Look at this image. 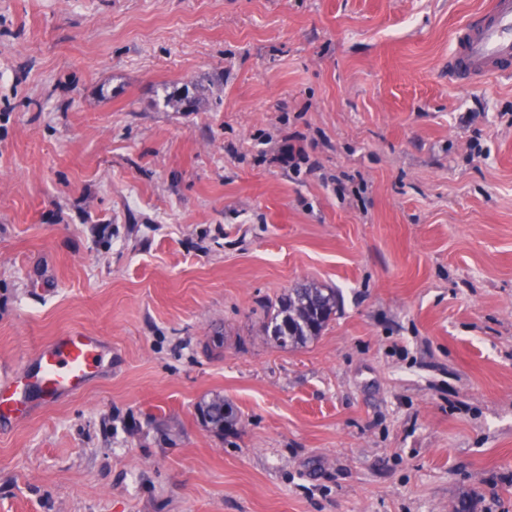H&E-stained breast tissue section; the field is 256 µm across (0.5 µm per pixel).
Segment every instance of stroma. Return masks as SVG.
<instances>
[{
	"mask_svg": "<svg viewBox=\"0 0 512 512\" xmlns=\"http://www.w3.org/2000/svg\"><path fill=\"white\" fill-rule=\"evenodd\" d=\"M484 4L0 0V384L109 350L0 425V512H512V80L448 79ZM308 281L340 310L279 348ZM338 311L336 291L314 283L301 284L281 298L276 314L267 326L280 347L296 348L320 336ZM101 342L81 330L45 341L36 358L0 386V422L25 418L35 400L55 403L61 396L82 391L97 373ZM198 410L205 423L220 431L232 427L237 420L235 408L224 401V398L214 399L205 406H200Z\"/></svg>",
	"mask_w": 512,
	"mask_h": 512,
	"instance_id": "obj_1",
	"label": "stroma"
}]
</instances>
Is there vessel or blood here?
Wrapping results in <instances>:
<instances>
[{
    "instance_id": "1",
    "label": "vessel or blood",
    "mask_w": 512,
    "mask_h": 512,
    "mask_svg": "<svg viewBox=\"0 0 512 512\" xmlns=\"http://www.w3.org/2000/svg\"><path fill=\"white\" fill-rule=\"evenodd\" d=\"M512 78V0H487L477 18L453 34L448 77L473 83L487 77ZM102 360L97 336L72 330L45 341L36 358L0 386V422L25 418L34 401L55 403L82 391Z\"/></svg>"
}]
</instances>
